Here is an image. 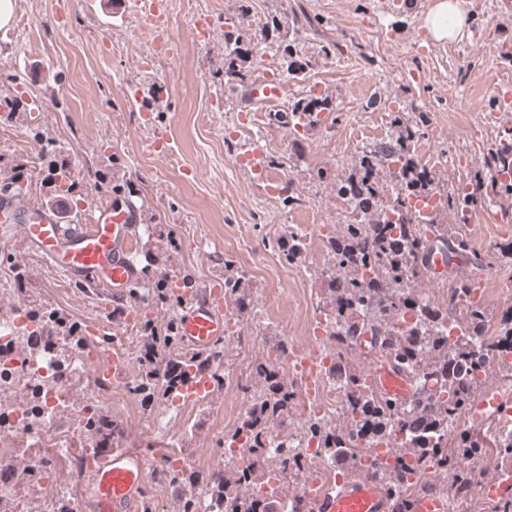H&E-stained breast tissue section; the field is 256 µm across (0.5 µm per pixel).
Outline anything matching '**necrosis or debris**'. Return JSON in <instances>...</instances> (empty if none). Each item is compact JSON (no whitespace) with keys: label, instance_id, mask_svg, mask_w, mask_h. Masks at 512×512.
I'll return each mask as SVG.
<instances>
[{"label":"necrosis or debris","instance_id":"4bbe7bcc","mask_svg":"<svg viewBox=\"0 0 512 512\" xmlns=\"http://www.w3.org/2000/svg\"><path fill=\"white\" fill-rule=\"evenodd\" d=\"M420 302L429 308L442 310L441 330L449 343L476 345L485 350L487 358L482 367L483 373H490L502 362L512 359V349L500 346L494 327H487L479 336L461 334L457 326L459 307L451 302L449 289L441 288L434 294L421 296ZM38 336V320L25 302H18L11 316L0 320V418L6 420L14 432L27 433L34 464L43 469L52 454L75 447L89 416L107 411L110 403L129 402L134 395V384L130 381L115 384L109 378L96 376L92 363L80 354L63 360L51 346L39 353L23 349V340ZM273 364L301 396L302 412L299 419L288 422L286 429L274 428L267 434L262 453L271 467L265 478L253 487L252 496L264 504L274 503L276 512H320L316 495L334 489L339 474L335 461L310 435L308 425L316 422L330 426L336 419L351 417L347 389L328 372L321 378L318 392L313 397H306L305 383L294 353L274 359ZM75 374L90 376L93 387L92 396L77 406L70 402L68 386L69 377ZM241 377V370L213 365L195 372L193 381L203 379L211 385L223 382L225 390L235 392L238 403L248 410L258 396L244 390ZM193 381L178 383L174 389L163 392L161 406L141 419L145 432L161 439L162 461L152 464V474H159L165 461L173 463L178 470L190 466L189 460L176 448L169 425L173 419L188 416L195 409L197 401L189 395ZM32 392L37 393L39 405L45 413L68 408L71 413L69 425L58 428L49 423L39 428L32 427V414L26 404V396ZM285 455L299 471L301 484L312 486L313 495L281 496L278 490L280 473L276 464Z\"/></svg>","mask_w":512,"mask_h":512}]
</instances>
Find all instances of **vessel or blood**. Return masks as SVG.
Returning <instances> with one entry per match:
<instances>
[{"label":"vessel or blood","mask_w":512,"mask_h":512,"mask_svg":"<svg viewBox=\"0 0 512 512\" xmlns=\"http://www.w3.org/2000/svg\"><path fill=\"white\" fill-rule=\"evenodd\" d=\"M285 93L282 80L264 76L249 91L251 100L279 102ZM132 212L127 205H105L97 209L91 223L63 224L51 210H23L12 204L0 206V248L13 246L16 236L57 271L68 277L90 278L106 297L123 295L136 277L128 254L132 238ZM425 268L431 280L445 282L464 276L469 280L473 301L483 298L487 270L471 268L462 258L448 257L440 248L429 247ZM180 334L186 350L207 353L223 340L227 330L222 292L208 286L186 296L179 316ZM372 380L381 391L400 402L411 400L416 387L402 370L388 362L371 367ZM512 411V397L495 391L477 397L468 415L483 424ZM91 512H134L147 472L142 456L134 450L112 451L98 456L88 469ZM484 501L512 499V466L498 469L478 488ZM323 512H393V497L385 481L362 475L342 481L338 489L322 499ZM403 512H448V502L438 495L411 497L402 503Z\"/></svg>","instance_id":"vessel-or-blood-1"}]
</instances>
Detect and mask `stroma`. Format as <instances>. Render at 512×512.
I'll use <instances>...</instances> for the list:
<instances>
[{
	"label": "stroma",
	"mask_w": 512,
	"mask_h": 512,
	"mask_svg": "<svg viewBox=\"0 0 512 512\" xmlns=\"http://www.w3.org/2000/svg\"><path fill=\"white\" fill-rule=\"evenodd\" d=\"M13 0L11 31L0 33V102L28 115L27 122L0 121V181L19 176V195L0 192V204L50 208L63 223L90 221L97 207L121 202L113 185L129 187L138 205V232L132 257L138 269L189 272L199 286L224 279V262L246 267L247 253L262 250V276H248L246 293L268 290L262 312L236 313L225 304L230 334L253 335L252 362L271 360L264 326L303 324L302 300L322 302L323 280L310 276L304 260L280 261L272 238L288 237L292 224H322L337 235L353 217L336 194V184L355 166L352 133L392 115L427 113L425 135L437 150L454 149L451 162L434 167L444 187L472 178L501 133L487 114L497 108V89L512 82V0H479L464 9L454 37L435 38L428 20L438 0H167L165 22L172 50L149 60L147 43L132 25L131 0ZM211 23L199 41L195 18ZM311 26L301 27V18ZM279 20L277 42L254 32ZM238 29L245 51L240 65L247 81L227 75L225 31ZM291 46L297 72H288L283 54ZM273 72L287 91L276 104L249 101L250 83ZM167 86L163 107L155 94ZM465 94L457 111L452 98ZM318 96L326 102L317 122L291 131L278 114ZM257 114L247 131L232 136L239 112ZM263 145L261 165H274L287 183L270 197L252 168L233 157ZM66 163L74 187L58 198L48 160ZM323 170V180L312 177ZM177 241L169 250L167 238ZM11 263L0 264V318L16 306L12 263L25 266L31 283L27 304L47 303L84 335L99 327L100 295L77 287L16 239ZM235 400L215 390L197 408L191 423H174L195 473L223 470L217 441L224 415ZM50 484L57 493L87 508L89 482L73 455L51 461Z\"/></svg>",
	"instance_id": "obj_1"
}]
</instances>
